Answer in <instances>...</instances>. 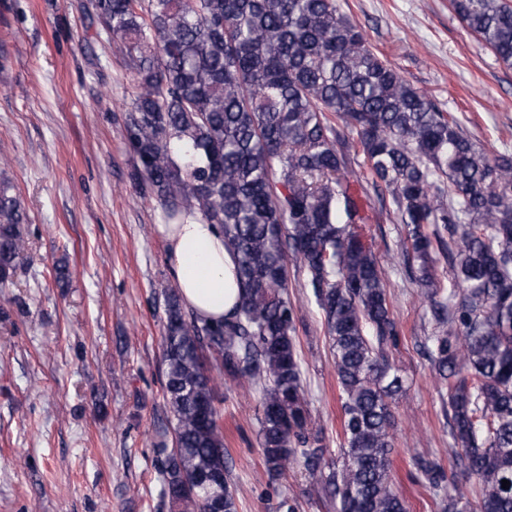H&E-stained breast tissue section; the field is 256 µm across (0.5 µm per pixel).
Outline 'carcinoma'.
<instances>
[{"label":"carcinoma","instance_id":"cac0c4a2","mask_svg":"<svg viewBox=\"0 0 512 512\" xmlns=\"http://www.w3.org/2000/svg\"><path fill=\"white\" fill-rule=\"evenodd\" d=\"M497 60L512 66L507 0H451ZM107 41H120L136 94L124 137L138 186L166 223L201 215L237 257L242 298L208 323L166 292L163 397L173 447L154 445L162 503L239 512L218 392L257 402L268 479L302 464L336 512H407L390 475L402 379L390 357L401 330L388 271L366 224L399 221L407 261L434 283L450 268L426 353L446 385L454 446L474 481L443 512H512V157H489L456 117L367 42L337 0H93ZM355 133L347 137L338 127ZM364 168L352 178L353 164ZM370 184L365 188L363 183ZM391 204H386L385 197ZM28 215L0 179V281L27 260ZM321 311L342 391L341 468L312 431L290 270ZM215 361L220 375L212 374ZM421 485L449 482L414 455ZM511 482L502 488V481Z\"/></svg>","mask_w":512,"mask_h":512}]
</instances>
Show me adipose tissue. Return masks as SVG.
Here are the masks:
<instances>
[{
    "label": "adipose tissue",
    "mask_w": 512,
    "mask_h": 512,
    "mask_svg": "<svg viewBox=\"0 0 512 512\" xmlns=\"http://www.w3.org/2000/svg\"><path fill=\"white\" fill-rule=\"evenodd\" d=\"M167 263L179 287L184 306L200 320L221 319L239 301L235 255L224 245L215 225L202 218L183 224H164Z\"/></svg>",
    "instance_id": "adipose-tissue-1"
}]
</instances>
